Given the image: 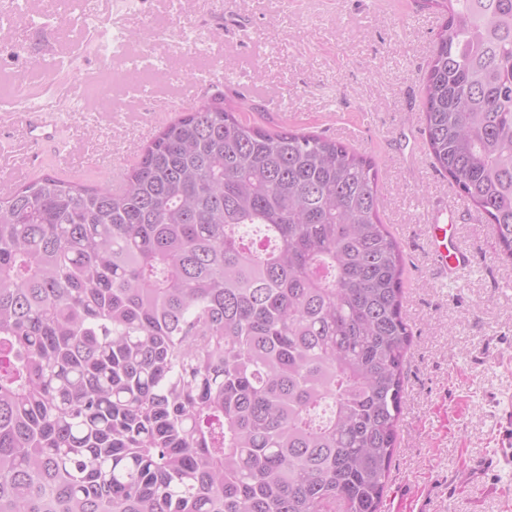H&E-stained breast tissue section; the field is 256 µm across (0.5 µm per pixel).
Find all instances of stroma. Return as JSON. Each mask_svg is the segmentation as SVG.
I'll return each instance as SVG.
<instances>
[{
    "label": "stroma",
    "instance_id": "35a3bbf8",
    "mask_svg": "<svg viewBox=\"0 0 512 512\" xmlns=\"http://www.w3.org/2000/svg\"><path fill=\"white\" fill-rule=\"evenodd\" d=\"M0 17V71L59 120L53 138L27 142V106L0 98V187L38 153L36 175L94 186L128 171L181 105L127 111L111 99L81 109L84 75L124 64L115 32L142 31L152 67L191 87L200 60L215 95L240 105L266 89L250 123L322 134L370 156L381 219L406 261L403 305L413 336L407 384L381 512H512V260L485 219L460 225L479 258L459 287L433 275L430 204L451 183L422 132L424 77L442 24L422 0H96L106 39L87 42L81 0H17Z\"/></svg>",
    "mask_w": 512,
    "mask_h": 512
}]
</instances>
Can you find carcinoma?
<instances>
[{"instance_id":"carcinoma-1","label":"carcinoma","mask_w":512,"mask_h":512,"mask_svg":"<svg viewBox=\"0 0 512 512\" xmlns=\"http://www.w3.org/2000/svg\"><path fill=\"white\" fill-rule=\"evenodd\" d=\"M444 18L424 131L512 258V0ZM378 171L215 96L122 188L0 189V512H381L412 332Z\"/></svg>"}]
</instances>
